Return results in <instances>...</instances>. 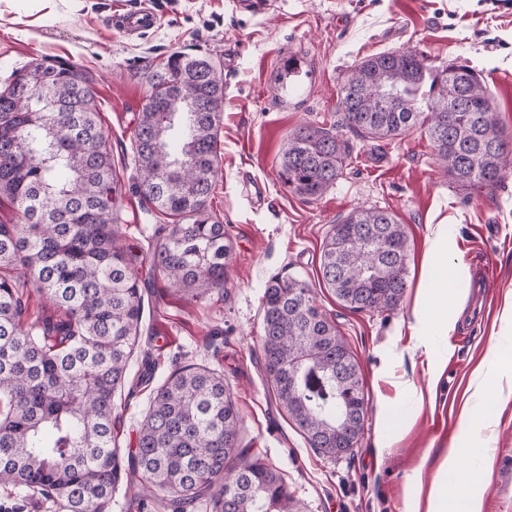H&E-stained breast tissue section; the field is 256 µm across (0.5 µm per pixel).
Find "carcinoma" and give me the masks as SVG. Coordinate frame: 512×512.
I'll return each mask as SVG.
<instances>
[{"mask_svg": "<svg viewBox=\"0 0 512 512\" xmlns=\"http://www.w3.org/2000/svg\"><path fill=\"white\" fill-rule=\"evenodd\" d=\"M149 93L134 128L138 190L159 213L182 219L149 258L114 228L122 185L113 170L93 78L65 61H36L0 90V201L21 212L0 224V486L47 512H112V497L139 478V512H304L278 471L239 442L224 373L190 364L154 389L135 446L112 429L114 399L139 344V267L160 271L196 299L227 281L233 250L208 211L218 172L224 77L212 59L181 50L147 65ZM340 127L368 140L420 125L448 181L465 193L495 189L512 166L481 72L435 64L415 50L356 63L339 96ZM349 152L331 131L305 125L284 147L279 177L321 197ZM409 239L383 209L332 225L321 280L354 311L392 309L405 290ZM33 284L60 312L25 318ZM262 349L275 401L311 447L348 453L368 403L358 368L312 288L274 276L262 295Z\"/></svg>", "mask_w": 512, "mask_h": 512, "instance_id": "obj_1", "label": "carcinoma"}]
</instances>
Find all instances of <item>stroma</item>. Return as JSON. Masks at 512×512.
Returning <instances> with one entry per match:
<instances>
[{
  "label": "stroma",
  "instance_id": "35a3bbf8",
  "mask_svg": "<svg viewBox=\"0 0 512 512\" xmlns=\"http://www.w3.org/2000/svg\"><path fill=\"white\" fill-rule=\"evenodd\" d=\"M253 13L234 0H64L30 12L28 0H0V87L35 61L62 59L94 79L96 104L123 185L119 231L134 248L154 246L170 224L135 188L131 138L149 90L142 67L174 49L210 55L224 77L218 132L220 165L207 205L234 244L223 289L201 300L170 288L143 269L149 285L138 348L112 416L119 447L134 445L155 384L178 367L205 363L224 373L240 418L244 447L282 475L306 512H404L407 497L433 481L479 382L494 384L501 357L512 352L501 315L512 303V171L490 193L466 194L439 171L427 131L363 141L341 131L351 155L336 184L320 198L291 193L278 176L282 151L298 127H331L340 119L338 91L360 59L403 48L434 62L461 60L480 70L512 136V0H268ZM152 11L155 27L128 37L117 15ZM381 208L409 237L407 288L397 308L354 312L320 278L324 239L351 210ZM450 232L448 251L430 249V228ZM432 275L421 280L422 266ZM490 288L485 312L465 308L478 273ZM314 288L317 303L357 359L369 399L358 445L323 455L271 400L262 365L264 287L274 275ZM448 285L463 313L452 331L416 346L411 326L417 288ZM478 419L474 443L489 442V459L456 472L469 483L486 470L481 512H512V395ZM386 431L389 444L378 448Z\"/></svg>",
  "mask_w": 512,
  "mask_h": 512
}]
</instances>
